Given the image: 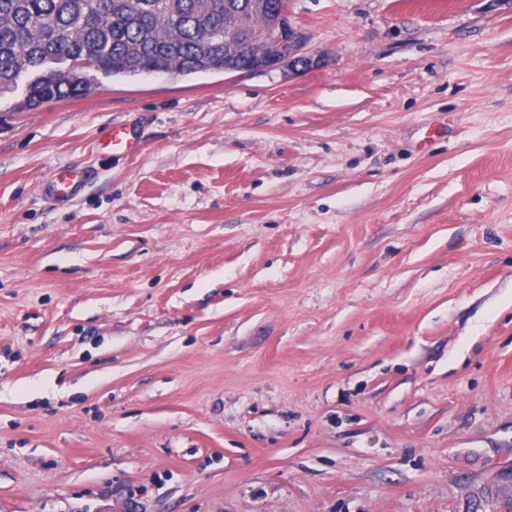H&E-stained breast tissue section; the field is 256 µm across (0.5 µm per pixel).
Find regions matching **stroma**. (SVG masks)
I'll return each mask as SVG.
<instances>
[{
  "label": "stroma",
  "instance_id": "stroma-1",
  "mask_svg": "<svg viewBox=\"0 0 512 512\" xmlns=\"http://www.w3.org/2000/svg\"><path fill=\"white\" fill-rule=\"evenodd\" d=\"M288 4L312 71L0 98V512L512 495V6ZM132 139L131 134L124 127L109 126L101 138V141L104 142L99 143L103 147L98 148V150L105 148L111 155L112 153H130L134 148ZM92 175L81 168L57 170L46 182L45 194L59 205L72 202L90 181Z\"/></svg>",
  "mask_w": 512,
  "mask_h": 512
}]
</instances>
